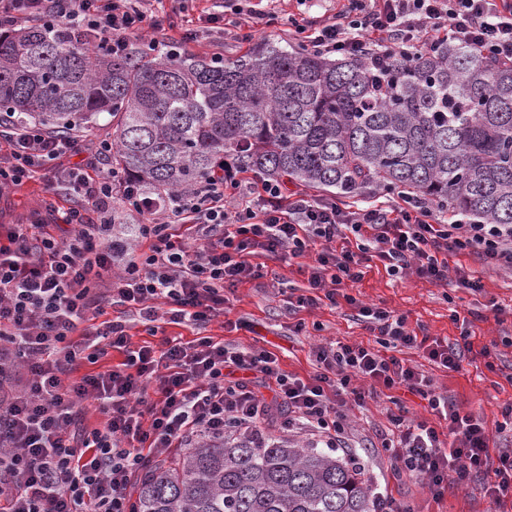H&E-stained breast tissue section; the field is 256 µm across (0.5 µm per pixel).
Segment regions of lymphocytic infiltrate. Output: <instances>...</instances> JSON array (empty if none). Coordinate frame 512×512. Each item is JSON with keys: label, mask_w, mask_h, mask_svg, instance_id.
<instances>
[{"label": "lymphocytic infiltrate", "mask_w": 512, "mask_h": 512, "mask_svg": "<svg viewBox=\"0 0 512 512\" xmlns=\"http://www.w3.org/2000/svg\"><path fill=\"white\" fill-rule=\"evenodd\" d=\"M155 0H0V29L38 21L47 32L65 26L91 34L100 50L123 52L145 30L164 33L166 50L196 41L198 29L165 34ZM297 36L328 54L358 56L385 79L395 58L415 60L436 39L465 43L494 61L512 64V0H347L331 22L299 24ZM0 190L44 175L52 197L73 192L79 202L56 208L60 236L35 235L28 224L0 225V512H133L134 478L173 448H192L229 429L299 426L335 447L351 427L348 408L368 390L402 389L426 400L436 422L414 419L406 406L388 417L377 439L397 472L420 478L440 500L450 477L483 478L493 505L512 499V452L491 456L494 432L512 431V403L496 431L479 414L434 392L429 375L397 349L422 352L432 365L459 370L470 351L469 332L456 344L418 334L406 316L369 306L345 288L366 264L389 275L409 272L434 283L448 280V256L474 251L486 265L512 273V225L470 224L433 214L420 198L349 205L288 197L281 182L238 197L233 167H222L172 201L141 197L118 185L103 162L110 141L88 149L82 162L74 137L40 125L0 123ZM136 213L135 237L146 251L112 237V202ZM191 225L205 238L189 246L176 231ZM261 254L280 260L313 255L300 307L344 298L375 337L374 344L335 342L312 348L315 371L283 372L267 351L230 348L210 336L186 342L160 337L131 347L127 326L95 325L105 308L137 310L158 335V302L169 321L201 327L222 314L226 294L263 275ZM125 356L100 365L107 349ZM90 365L81 373L82 365ZM96 404L103 419L79 424L81 405Z\"/></svg>", "instance_id": "lymphocytic-infiltrate-1"}]
</instances>
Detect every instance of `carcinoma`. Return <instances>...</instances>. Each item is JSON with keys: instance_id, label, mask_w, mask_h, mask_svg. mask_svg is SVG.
<instances>
[{"instance_id": "carcinoma-1", "label": "carcinoma", "mask_w": 512, "mask_h": 512, "mask_svg": "<svg viewBox=\"0 0 512 512\" xmlns=\"http://www.w3.org/2000/svg\"><path fill=\"white\" fill-rule=\"evenodd\" d=\"M89 44L38 25L0 35V112L68 134L109 116L112 170L145 197L192 189L230 159L338 198L370 185L512 225V65L474 47L441 41L380 83L364 60L270 39L224 63ZM130 218L113 207L112 234ZM134 494V512H371L373 499L357 458L265 427L164 458Z\"/></svg>"}]
</instances>
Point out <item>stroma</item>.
Wrapping results in <instances>:
<instances>
[{
    "mask_svg": "<svg viewBox=\"0 0 512 512\" xmlns=\"http://www.w3.org/2000/svg\"><path fill=\"white\" fill-rule=\"evenodd\" d=\"M239 10L224 8L222 0H166L165 9L171 24L197 19L202 13L224 15L223 29H205L198 41L188 44V52L210 56L223 53L232 60L243 54L246 44L232 35L240 11H262L272 23L260 26L253 40L278 37L297 43L294 23L317 26L343 10L344 0H239ZM43 183L35 180L19 189L0 191V224L45 220ZM308 258L291 262L270 259L263 278L242 283L229 295L223 315L203 328L166 326L169 335L190 341L211 336L232 346L250 347L273 353L284 372L308 376L313 371L310 349L333 341L373 344L374 336L360 321L356 310L345 301L322 302L314 308H296L288 298L303 294L307 287ZM449 270L463 269L480 277L483 291L472 292L455 283L438 285L414 274L388 275L383 264L371 261L364 278L349 287V294L362 302L387 308L405 315L412 329H425L429 336L455 342L462 327L471 331L472 350L459 370L450 371L425 364L416 350L402 349L400 356L408 363L424 366L436 393L448 396L461 408L479 414L488 426L502 419L504 404L512 402V274L485 267L476 253L461 252L448 256ZM304 323L295 332L296 323ZM491 348L495 371H488L481 355ZM394 405L386 394H378L349 417L353 425L354 450L337 449L340 457L356 456L370 478L374 493L412 503L416 512H489L491 504L481 481L451 483L443 499L432 500L419 480L396 477L383 449L364 448L360 442L373 438L376 430L387 423Z\"/></svg>",
    "mask_w": 512,
    "mask_h": 512,
    "instance_id": "1",
    "label": "stroma"
}]
</instances>
